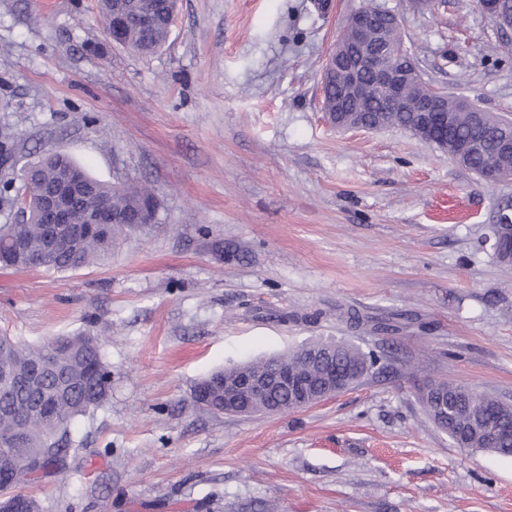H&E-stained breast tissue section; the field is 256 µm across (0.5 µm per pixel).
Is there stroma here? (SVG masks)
<instances>
[{"label":"stroma","mask_w":512,"mask_h":512,"mask_svg":"<svg viewBox=\"0 0 512 512\" xmlns=\"http://www.w3.org/2000/svg\"><path fill=\"white\" fill-rule=\"evenodd\" d=\"M368 5L426 82L512 118V29L478 0H179L148 56L96 0H0V224L18 164L52 152L161 202L106 262L0 267V334L103 331L112 372L27 488L42 512H512V457L461 450L417 398L446 380L512 400V262L490 244L512 179L326 122V55ZM317 340L379 367L294 412L195 405L213 371Z\"/></svg>","instance_id":"35a3bbf8"}]
</instances>
